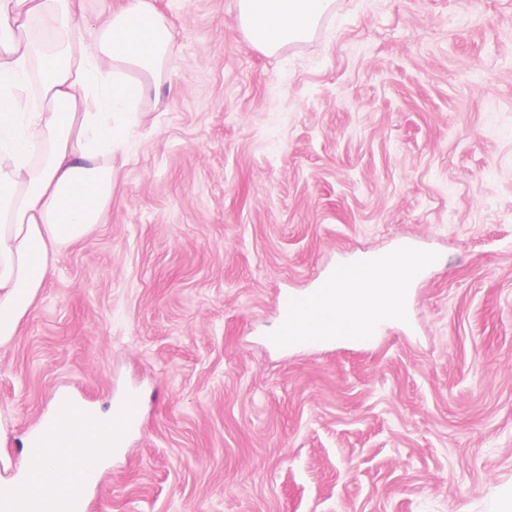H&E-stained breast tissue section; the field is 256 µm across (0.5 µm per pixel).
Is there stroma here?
Instances as JSON below:
<instances>
[{
    "instance_id": "35a3bbf8",
    "label": "stroma",
    "mask_w": 512,
    "mask_h": 512,
    "mask_svg": "<svg viewBox=\"0 0 512 512\" xmlns=\"http://www.w3.org/2000/svg\"><path fill=\"white\" fill-rule=\"evenodd\" d=\"M178 95L0 346V458L60 395L110 415L87 512H512V0H336L255 49L234 0H153ZM414 241L372 345H267L284 290Z\"/></svg>"
}]
</instances>
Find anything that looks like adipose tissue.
Here are the masks:
<instances>
[{
    "label": "adipose tissue",
    "instance_id": "ef3b65f1",
    "mask_svg": "<svg viewBox=\"0 0 512 512\" xmlns=\"http://www.w3.org/2000/svg\"><path fill=\"white\" fill-rule=\"evenodd\" d=\"M94 23L74 0H0V345L18 332L58 254L89 236L112 201L115 154L170 83L175 29L151 0H97ZM335 0H236L250 43L266 54L310 38ZM403 278L393 263L360 269L337 307L388 323ZM49 493L93 483L73 452L49 462Z\"/></svg>",
    "mask_w": 512,
    "mask_h": 512
}]
</instances>
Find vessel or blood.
Listing matches in <instances>:
<instances>
[{
	"label": "vessel or blood",
	"mask_w": 512,
	"mask_h": 512,
	"mask_svg": "<svg viewBox=\"0 0 512 512\" xmlns=\"http://www.w3.org/2000/svg\"><path fill=\"white\" fill-rule=\"evenodd\" d=\"M388 261L402 264L404 282L412 284L420 280L435 265L433 253L421 250L409 242L399 243L388 254ZM330 279L319 278L315 287L300 293H284L278 304V328L276 335L267 337L268 345L288 350L301 347H321L335 343L368 346L379 334L375 324H356L342 317L336 310V291L329 286ZM59 416L43 422L35 440L38 452L47 448L67 446L72 436L63 418L67 415L82 417L83 410L69 401L58 406ZM140 405L136 393L127 392L118 397L112 407V417L97 421L81 441L84 449L76 463L82 467L98 462L104 449L121 451L126 448L130 434L139 422ZM87 497L86 483H70L62 497L55 498L40 492L12 493L0 496V512H77L84 507Z\"/></svg>",
	"instance_id": "b4317fda"
}]
</instances>
